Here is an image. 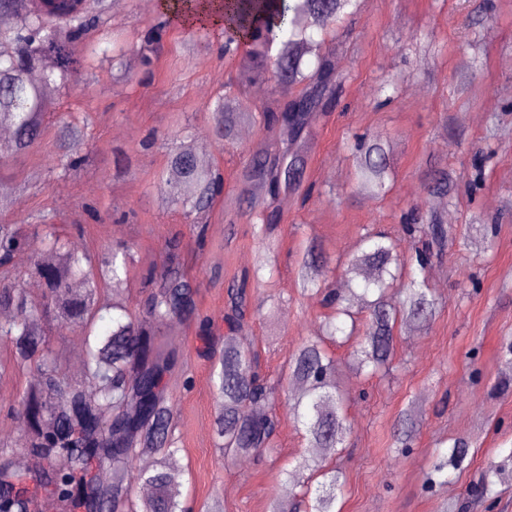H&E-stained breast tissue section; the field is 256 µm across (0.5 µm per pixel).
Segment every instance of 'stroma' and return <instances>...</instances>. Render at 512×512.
Listing matches in <instances>:
<instances>
[{
  "mask_svg": "<svg viewBox=\"0 0 512 512\" xmlns=\"http://www.w3.org/2000/svg\"><path fill=\"white\" fill-rule=\"evenodd\" d=\"M160 4L121 0L111 7L107 30L126 43L151 25ZM335 37L345 45L336 69L347 81L335 108L323 118L306 168L318 192L309 198L276 200L281 224L274 233L279 273L258 284L257 312L242 323L238 339L259 352L264 370L278 376L298 346L325 315L319 298L300 294L297 263L309 239H317L328 259L356 253L366 225L402 240V216L438 215L449 224L479 216L480 231L433 260L428 283L439 299L438 312L422 330L397 337L390 375L367 378L350 365L347 348L335 351L337 381L347 395L350 429L335 463L343 473L342 512H512V0H364L360 13L344 19ZM215 31L190 36L172 24L151 77L112 79V61L87 57L85 74L74 85L52 91L58 113L88 122L86 164L66 177L55 174L56 116L49 117L40 144L0 169L11 183L42 177L27 193L0 206V218L21 223L39 212L56 214L59 224H82L72 243L97 250L129 242L139 262L126 287L137 298L143 271L159 260L166 238L187 233L181 211L159 206L160 183L172 144L209 143L208 164L224 176V192L237 193L239 150L264 135L222 146L212 139L209 100L223 93L229 70L217 51ZM468 89H461V77ZM399 82L396 99L377 105L380 83ZM368 133L389 144L395 159L394 186L375 198L354 183V163L345 147L347 132ZM483 151L482 184L470 189V159ZM446 166L457 186L452 198L424 192L421 173L428 161ZM130 212L117 224L114 209ZM203 250L187 246L185 265L199 286V306L213 320L224 310V288L244 270L265 266L270 252L258 243L248 220L216 200L207 218ZM182 338L191 389L175 385L182 494L193 506L212 498L224 512H268L271 496L293 489L282 466L305 453L307 443L287 404L271 411L279 421L275 451L263 462L249 456L224 457L213 419L217 399L211 364L198 351L192 325L171 326ZM422 411L410 448L394 444V424L408 406ZM476 441L447 484L427 486L425 475L448 439ZM504 466L505 480L482 503L466 495L490 464Z\"/></svg>",
  "mask_w": 512,
  "mask_h": 512,
  "instance_id": "35a3bbf8",
  "label": "stroma"
}]
</instances>
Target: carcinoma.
Returning <instances> with one entry per match:
<instances>
[{
	"label": "carcinoma",
	"instance_id": "carcinoma-1",
	"mask_svg": "<svg viewBox=\"0 0 512 512\" xmlns=\"http://www.w3.org/2000/svg\"><path fill=\"white\" fill-rule=\"evenodd\" d=\"M0 0V128L10 132L0 159L29 152L45 131L55 103L50 88L76 81L83 64L77 48L104 35L106 0ZM360 0H227L224 4V60L235 69L228 91L211 100V132L220 144L234 142L238 127L252 119L245 94L268 81L295 93L288 102L263 107L260 124L280 131L278 142L242 149L240 207L260 224L259 242L277 227L276 212L252 195L259 188L274 199L297 192L306 179V153L320 118L334 107L346 78L336 71V44L323 35L358 11ZM169 22L141 31L136 57L149 75L165 48ZM59 166L67 174L86 162L81 153L84 127L61 122L57 135ZM357 187L373 196L392 188L393 161L388 148L366 135L355 137ZM430 194H450L453 181L443 168L423 174ZM161 192L171 206L191 219L198 248L206 243L202 218L224 192V179L187 146L169 154ZM414 253L398 250L392 237L366 229L358 251L344 263L341 291L327 288L330 261L315 242L299 262L300 291L323 296L330 312L315 334L289 360L286 380L264 375L254 352L234 338L240 324L255 315L249 274L226 287L224 329L198 308V286L184 269L183 238L165 241L159 262L143 275L144 294L129 309L124 284L134 266L128 246L90 253L71 246L52 217L39 214L28 224L0 223V341L10 354L0 357V378L37 362L18 402L6 410L20 428L22 446L0 443V512H34L35 499L49 492L62 512H192L182 505L181 474L175 455L178 417L170 395L172 379L184 372L183 356L165 339L163 329L178 321L194 323L202 352L212 361L211 381L219 402L214 424L218 447L229 456L260 458L272 448L279 422L255 407L282 399L302 426L307 447L284 469L296 488L288 501L274 497L268 512H338L336 491L342 472L327 467L346 435V397L336 381L337 361L329 345L351 346L356 371L386 374L392 368L397 325H423L432 319L438 299L426 280L432 259L456 240L439 218L404 224ZM37 252L33 274L43 288L30 295L19 283L17 264ZM69 328L84 336L86 358L80 380L61 370L62 350L49 349L47 329ZM302 391L291 393L288 383ZM416 438V420L402 412L396 442L407 448ZM472 441L454 438L449 453L427 476L448 482V468L460 467ZM19 454L41 464L22 469ZM155 456L150 470L136 467L144 455ZM321 481H316L317 477ZM154 489L139 498L135 488Z\"/></svg>",
	"mask_w": 512,
	"mask_h": 512
}]
</instances>
